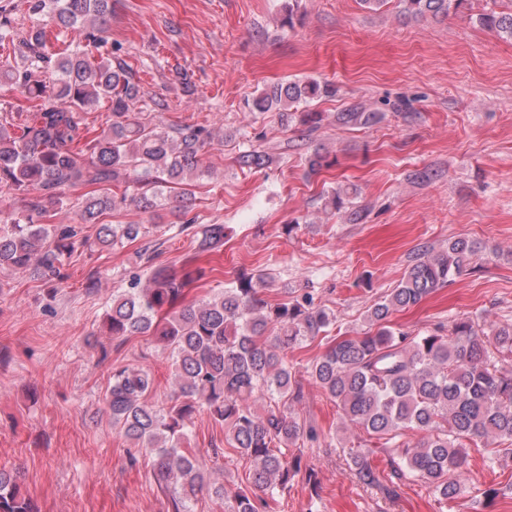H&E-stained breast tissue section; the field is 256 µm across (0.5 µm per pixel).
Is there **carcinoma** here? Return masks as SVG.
<instances>
[{"mask_svg":"<svg viewBox=\"0 0 512 512\" xmlns=\"http://www.w3.org/2000/svg\"><path fill=\"white\" fill-rule=\"evenodd\" d=\"M409 19L446 17L469 9L472 0H397ZM497 11L477 15V23L498 38L512 40V0ZM40 23L18 30L16 16ZM112 0H6L0 5V42L9 37L23 49V63L0 60V81L15 86L30 110L0 108V198L28 199L19 212L0 210V269L61 278L65 259L81 248L121 245L149 233L143 224H104L120 209L127 193L108 184L138 190L145 210L162 206L164 191L177 190L182 207L193 203L190 177L201 152L213 140L203 125H150L132 117L140 88L130 66L102 48L110 44L107 18ZM70 30L76 38L55 51L49 35ZM336 95V87L317 79L274 84L253 99L257 112L290 109ZM106 104L112 122L89 137L83 114ZM379 113L353 104L336 113V124L364 127ZM99 186L77 211L78 223L98 224L96 243L78 238L73 224H49L50 207L64 204L71 187ZM352 189L337 187L324 207L358 224L363 211L352 206ZM199 251L224 245V225L208 224L196 234ZM465 238L442 250L417 255L396 287L367 310L369 329L344 336L311 365L313 382L336 403L341 419L370 439L387 443L409 431L424 433L402 444L395 477L421 480L440 503L463 493L466 447L483 439L497 441L492 453L512 458V323L479 324L469 318L423 336L390 325L397 310L419 304L431 292L467 274L476 255ZM190 280L166 266L150 267L147 283L133 279L112 296L104 324L112 339L151 336L176 369L177 391L166 406L147 401L151 372L121 368L112 372L107 406L112 428L154 455L153 473L175 494L172 512H194L199 494L208 491L229 502V512H264L267 498L288 489L300 473L312 479L303 462L306 428L293 409L298 401L288 350L315 341L336 321L334 313L308 299L270 304L258 294L272 278L244 276L211 299L188 304L171 315ZM206 411L227 428L230 444L252 463L251 489L212 483L195 455L184 448L189 425ZM370 448L352 446L347 455L357 479L387 495L368 462ZM0 512H34L21 494L17 473L0 470Z\"/></svg>","mask_w":512,"mask_h":512,"instance_id":"obj_1","label":"carcinoma"}]
</instances>
